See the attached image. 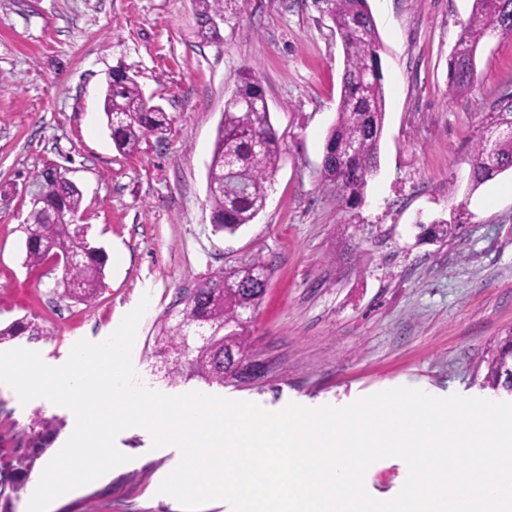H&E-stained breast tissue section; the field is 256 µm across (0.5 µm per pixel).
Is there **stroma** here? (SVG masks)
<instances>
[{
	"instance_id": "1",
	"label": "stroma",
	"mask_w": 512,
	"mask_h": 512,
	"mask_svg": "<svg viewBox=\"0 0 512 512\" xmlns=\"http://www.w3.org/2000/svg\"><path fill=\"white\" fill-rule=\"evenodd\" d=\"M382 41L386 115L379 165L358 207L322 184L336 121L343 47L311 0H224L222 38L198 35L193 0H0V323L36 319L52 337L45 360L111 335L143 296L137 380L167 395H234L277 412L289 403L344 407L396 387L494 402L484 386L488 350L512 331V170L472 188L470 144L512 89V36H491L473 86L448 93V59L472 0H368ZM172 118L164 139L119 154L102 111L117 64ZM257 74L283 154L265 209L236 233L214 230L207 176L225 101L244 68ZM66 166L83 192V221L107 261L93 306L56 291L59 271L24 263L22 189L46 163ZM457 227L446 243L421 226ZM267 263L264 299L250 326L256 378L224 385L183 380L156 356L168 311L205 277L252 256ZM60 430L36 468L73 431L70 409L21 404L0 386V448L17 444L35 412ZM123 467L55 500L49 512H175L159 493L167 457L143 428L121 431ZM408 475L398 457L374 462L365 487L394 498Z\"/></svg>"
}]
</instances>
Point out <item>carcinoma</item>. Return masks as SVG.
Instances as JSON below:
<instances>
[{
    "mask_svg": "<svg viewBox=\"0 0 512 512\" xmlns=\"http://www.w3.org/2000/svg\"><path fill=\"white\" fill-rule=\"evenodd\" d=\"M201 18L198 35L204 41L220 38L208 21L224 15V0H194ZM321 13L334 24L344 50V68L335 124L330 129L322 163L323 185L339 194L347 205L361 203L369 179L377 170L385 120V89L381 65V43L368 0H314ZM512 35V0H473L472 11L448 62V93L467 88L474 79L475 59L483 39L491 34ZM236 100L224 103L214 151L208 169L207 201L211 223L233 234L250 224L265 209L268 186L279 167L282 149L272 125L268 106L257 76L249 71L234 93ZM494 126L476 137L469 154L470 177L478 188L512 168V93L494 102ZM104 114L115 149L123 154L139 152L149 136L162 137L171 117L152 107L135 79L118 66L108 75ZM68 169L53 166L33 176L43 197L20 225L25 237V264L48 263L57 247L80 259L64 269L67 287L60 296L87 307L99 294L107 257L103 248L79 228L83 216V194L67 177ZM454 225L437 220L422 226L421 237L443 242L454 234ZM267 267L255 255L224 270L222 286L215 276L198 284L195 299L184 303L175 323L159 337V352L183 351L182 377L199 378L209 384H224L236 372L224 359L226 346L237 357L249 355L246 328L239 324L242 313L256 309L266 288ZM204 324L214 331L209 343L194 350L187 344L190 326ZM18 336L48 339L50 332L34 320L21 319L0 326V342ZM485 382L494 390L512 393V336L509 335L486 359ZM57 432L54 417L37 412L23 430L18 447L1 449L0 474L9 477L0 487L3 512H11L12 495L18 493L36 459Z\"/></svg>",
    "mask_w": 512,
    "mask_h": 512,
    "instance_id": "1",
    "label": "carcinoma"
}]
</instances>
